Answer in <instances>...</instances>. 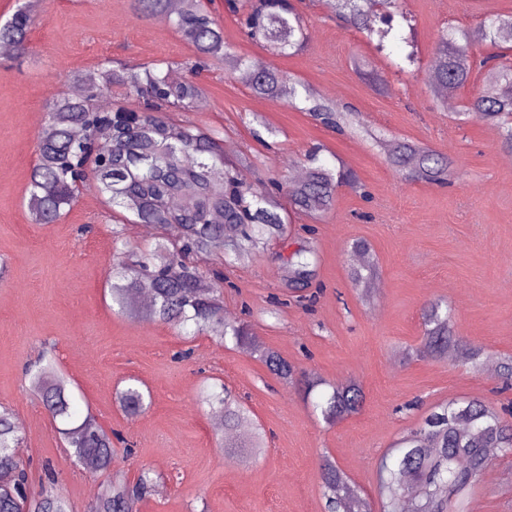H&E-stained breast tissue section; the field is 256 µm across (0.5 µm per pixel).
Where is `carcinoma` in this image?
Masks as SVG:
<instances>
[{
	"label": "carcinoma",
	"instance_id": "1",
	"mask_svg": "<svg viewBox=\"0 0 512 512\" xmlns=\"http://www.w3.org/2000/svg\"><path fill=\"white\" fill-rule=\"evenodd\" d=\"M337 11L345 27L375 43L379 52L396 39L411 50L403 63L394 67L408 72L417 64V48L399 37L400 28L410 18L400 5L386 14L377 11L378 0H325ZM135 9L149 16L166 9L167 0H134ZM225 9L236 16L244 34L273 55L299 52L306 46L303 17L293 0H225ZM26 4L17 6L10 18L0 23V43H10L23 51L34 26ZM175 26L190 41L198 56L189 66L198 72L205 63L222 64L227 70L244 69L251 74L252 90L269 99L279 98L288 85L289 104L310 113L323 126L340 131L345 113L336 105L315 96L312 90L268 63L245 61L224 42V32L209 15L203 0H184ZM480 40L490 53L477 59L472 36L464 29L441 32L431 70L435 88L465 89L474 67L491 66L493 85L474 89L462 105L461 116L496 127L512 126V58L503 45L512 43V16L489 18ZM108 85L125 87L141 98L144 110L134 123L126 116L95 106V95L82 99L60 97L48 107V128L39 141L38 162L32 170L28 208L39 224L56 222L76 199L74 169L88 159L83 142L91 130L112 127V158L94 167L99 192L108 204L122 208L133 221L152 224L158 230L153 250L136 259H114L108 290L117 312H134L135 296L146 290L152 304L148 315L176 326L192 324L196 331L208 329L239 346L252 343L249 326L224 319V272L205 269L198 259L228 257L258 250L283 235L290 215L282 214L280 198L309 214L331 208L336 188L353 185L356 178L342 168L329 166L319 150L305 155V179L299 184L277 181L272 191L256 194L247 183L243 169L224 157L215 133H204L189 123L157 115L163 108L185 112L202 95L192 79L172 84L155 67L135 72L122 65L104 73ZM390 165L406 177L428 183H453L461 178L454 160L442 152L413 142L398 141L389 151ZM319 255L309 241L295 251L281 267L285 288L298 290L314 276ZM376 277L373 260L353 269L356 285L369 290ZM423 341L416 355L447 358L448 344L461 347L467 357L481 355V348L453 338L448 305L443 299L430 302L423 310ZM260 360L273 374L288 381L294 366L276 351H259ZM31 387L53 420L60 422L59 434L70 456L94 473H108L109 480L98 493L94 512H136L138 501L156 484L148 473L136 480L112 474L113 440L119 434L105 431L91 414L78 412L67 381L51 361L27 368ZM123 412L137 416L147 408L144 392L129 385L120 392ZM198 402L221 421L224 431L233 433L251 427L249 440L225 442V454L244 460L262 449V429L253 425L250 411L225 386L203 387ZM363 395L359 386H333L317 403L326 422L334 423L360 410ZM24 437L13 413L0 411V512H71L68 500L55 488L34 492L29 484L23 458ZM492 448H512V419H507L480 400H450L431 408L409 430L396 448L377 467V487L383 512H465V495L474 490L490 466ZM320 480L328 512H371L369 501L349 483L347 476L326 459Z\"/></svg>",
	"mask_w": 512,
	"mask_h": 512
}]
</instances>
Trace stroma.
<instances>
[{
	"label": "stroma",
	"mask_w": 512,
	"mask_h": 512,
	"mask_svg": "<svg viewBox=\"0 0 512 512\" xmlns=\"http://www.w3.org/2000/svg\"><path fill=\"white\" fill-rule=\"evenodd\" d=\"M299 8L306 47L272 57L225 13L224 0L210 5L238 56L270 60L322 99L354 107L387 141L426 144L463 173L446 186L398 175L370 140L327 129L287 100L256 95L238 72L221 66L199 76L203 93L192 110L173 113V120L219 133L226 156L249 157L244 173L257 193L272 179L294 177L318 144L325 161L355 175L357 186H340L328 211L292 212L282 237L234 260L227 271L232 286L224 291L227 317L248 321L259 345L310 378L361 386L362 410L333 424L255 353L212 333L187 336L113 311L106 292L113 259L151 246L153 227L123 224L121 239H114L119 215L102 198L81 195L57 223L30 217L27 186L49 104L71 95L78 74L101 76L108 60L163 70L194 59L172 18L141 16L132 0H40L26 53L0 56V262L8 270L0 281V409L22 427L32 490L54 480L72 512H89L103 479L70 459L24 375L44 350L70 381L80 409L132 444V454L117 450L115 470L131 480L145 469L158 475L138 512H326L318 471L327 456L381 512L377 464L431 407L455 399L495 407L512 401L498 373L512 357V152L497 127L459 122L455 111L439 106L429 82L442 29L478 35L485 18L512 15V0H406L418 64L399 77L391 57L345 29L324 0H301ZM357 59L383 77V89L353 71ZM254 120L277 129L274 146L254 139ZM307 224L314 235L304 232ZM308 240L320 264L309 286L315 301L305 307L287 298L280 267ZM358 240L368 244L378 270L369 294L351 280ZM439 298L448 303L456 335L481 347L478 362L458 350L442 360L413 357L422 308ZM185 350L190 358H182ZM208 378L238 395L266 433L264 451L249 464L225 457L223 427L196 401ZM133 382L149 391L150 405L131 417L117 393ZM493 457V477L471 493L469 512H512V453Z\"/></svg>",
	"instance_id": "35a3bbf8"
}]
</instances>
